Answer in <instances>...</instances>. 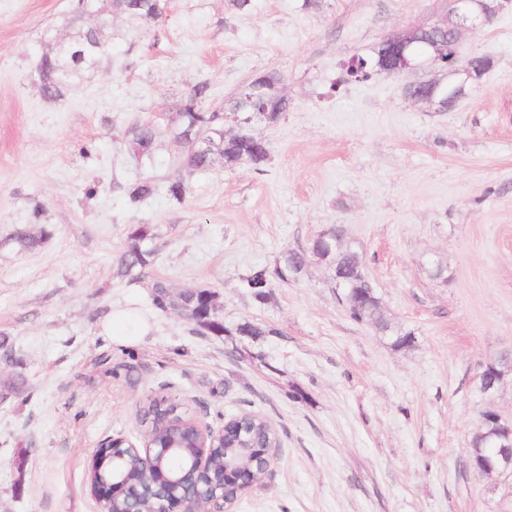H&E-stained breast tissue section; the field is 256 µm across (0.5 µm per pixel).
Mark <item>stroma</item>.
Here are the masks:
<instances>
[{
	"label": "stroma",
	"mask_w": 512,
	"mask_h": 512,
	"mask_svg": "<svg viewBox=\"0 0 512 512\" xmlns=\"http://www.w3.org/2000/svg\"><path fill=\"white\" fill-rule=\"evenodd\" d=\"M75 5L0 0V512H99L93 450L118 434L143 446L140 415L161 398L215 428L254 413L277 433L236 512H512V480L475 478L467 457L484 411L512 416V375L477 389L482 363L512 353V14L465 34V52L494 65L436 112L405 96L414 73L338 81L344 60L444 0H169L146 26L113 16L110 51L48 99L35 81L45 34H70ZM264 71L289 103L251 129L269 146L264 172L184 169L180 104L204 82L203 108L222 109ZM145 122L149 159L128 146ZM139 179L182 180L184 196L130 207ZM138 224L157 254L132 281L116 258ZM334 224L411 346L354 321L327 264L272 280L262 301L243 290ZM43 227L33 250L10 242ZM154 278L214 291L225 334L156 307ZM130 308L148 335L112 342L104 323ZM244 321L266 335H233Z\"/></svg>",
	"instance_id": "1"
}]
</instances>
